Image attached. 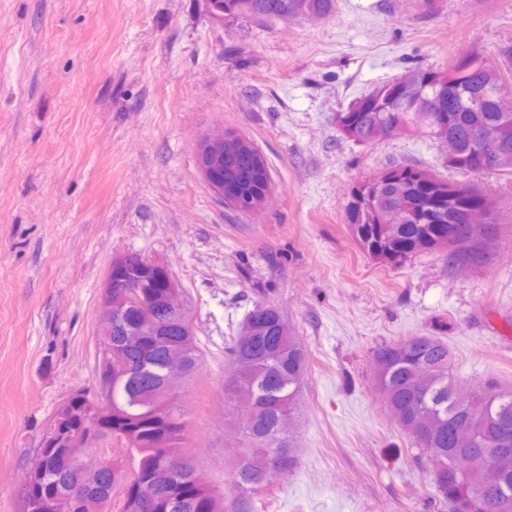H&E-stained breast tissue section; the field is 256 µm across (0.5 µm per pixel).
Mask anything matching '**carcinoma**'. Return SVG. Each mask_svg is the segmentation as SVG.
Segmentation results:
<instances>
[{"instance_id": "obj_1", "label": "carcinoma", "mask_w": 512, "mask_h": 512, "mask_svg": "<svg viewBox=\"0 0 512 512\" xmlns=\"http://www.w3.org/2000/svg\"><path fill=\"white\" fill-rule=\"evenodd\" d=\"M210 12L220 19L248 15L277 19L284 15L327 18L336 9L335 0H208ZM488 60L471 53L459 56L446 69L417 68L414 73L422 93L430 98L424 112L390 99L393 89L383 84L336 113L343 136L362 145L389 138V127L400 125L420 131L436 143L455 140L459 161H444L448 169L475 176L511 175L512 149L499 159L480 152L473 127L496 123L502 108L512 110V57L503 67L508 84L501 92L487 83ZM253 150L224 146V182L239 191L241 198L260 190L271 180L268 163L257 167ZM454 192V208L463 212L479 202L473 185H460L435 172L411 165L390 166L353 186L345 206L350 232L372 259L394 267L412 257L443 251L453 265L472 262L478 267L489 261V247L471 255L466 244L467 229L448 223V212L440 211L435 198ZM261 317L266 323L261 346L237 330L226 347L224 389L232 392L241 410L237 421L242 433L232 489L233 507L246 506L262 487L285 479L296 468L293 445L284 448L278 438L284 420H295L298 396L307 368V356L298 336L274 305L257 301L243 318ZM128 377L113 387L112 440L123 447L113 449L134 472L139 498L133 512H167L171 497L188 500L186 512H208V501L216 495L197 487L188 474L173 470L169 489L142 501L158 468L173 462L171 448L154 447L156 437L175 435L186 427L181 409L164 407L156 396L168 366V351L149 342L123 352ZM375 376L386 389L385 404L392 420L412 439L415 447L432 464L448 460V454L463 450L476 459L509 448L512 458V393L492 388L468 395L453 373V356L448 344L437 336H418L410 345L393 342L372 353ZM268 443L271 452L259 450ZM505 484L497 491L478 489L477 484L459 480L451 470L443 480H432L438 507L459 512L457 504L469 503L468 512H512V461ZM81 477L70 469L50 465L49 478L33 496L54 497L58 486L73 485Z\"/></svg>"}]
</instances>
